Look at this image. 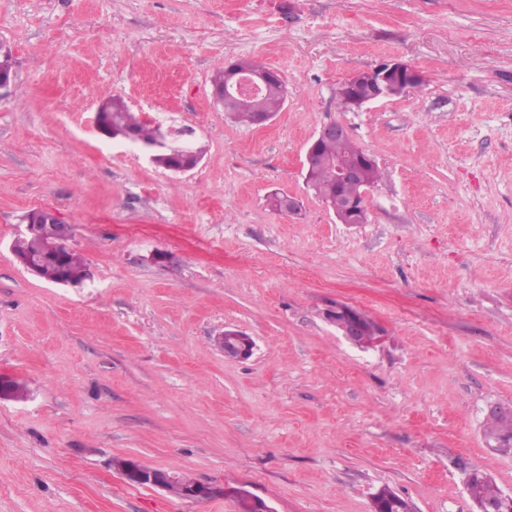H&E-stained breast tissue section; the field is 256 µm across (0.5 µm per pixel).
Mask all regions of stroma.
<instances>
[{"instance_id": "stroma-1", "label": "stroma", "mask_w": 512, "mask_h": 512, "mask_svg": "<svg viewBox=\"0 0 512 512\" xmlns=\"http://www.w3.org/2000/svg\"><path fill=\"white\" fill-rule=\"evenodd\" d=\"M0 44V374L29 390L0 401V512H237L240 488L274 512H372L382 487L413 512H476L475 470L512 494V454L484 438L512 404V0H0ZM239 57L286 86L266 126L211 98ZM387 61L424 84L339 106L342 81ZM112 97L193 128L201 162L173 173L100 135ZM333 121L382 171L363 224L304 183ZM38 207L73 226L85 287L16 262ZM337 303L381 342L340 336ZM227 326L250 358L215 349ZM119 458L219 494L129 484Z\"/></svg>"}]
</instances>
